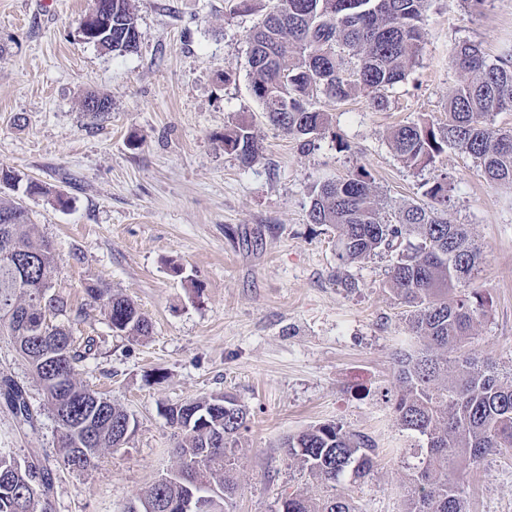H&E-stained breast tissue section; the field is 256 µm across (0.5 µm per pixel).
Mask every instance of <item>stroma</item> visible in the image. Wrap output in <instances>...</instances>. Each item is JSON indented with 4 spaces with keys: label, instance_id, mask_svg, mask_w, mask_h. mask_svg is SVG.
Listing matches in <instances>:
<instances>
[{
    "label": "stroma",
    "instance_id": "stroma-1",
    "mask_svg": "<svg viewBox=\"0 0 512 512\" xmlns=\"http://www.w3.org/2000/svg\"><path fill=\"white\" fill-rule=\"evenodd\" d=\"M133 4L137 47L115 55L82 39L91 0H0V165L69 197L63 209L11 194L36 237L56 248L49 292L81 310L70 321L77 345L94 341L78 381L136 422L129 443L103 449L94 469H65L43 390L0 336V377L20 384L38 414L24 431L0 404V451L38 449L54 480L51 512H123L174 463L178 431L164 408L226 392L250 412L239 439L242 492L226 512H275L281 493L305 489L308 476L280 443L330 422L370 436L379 452L372 475L347 488L362 512H404L408 476L396 451L411 439L390 399L395 355L410 341L405 309L385 284L391 257L342 266L335 230L308 220L311 189L365 168L390 217L447 174L448 221L469 225L483 246L477 285L489 304L469 350L512 368V185H489L457 150L407 167L389 143L397 125L444 119L463 80L449 62L455 44L474 41L492 60L512 47V0H430L423 52L386 90L388 107L375 109L366 93L311 99L331 124L310 145L271 126L250 90L247 37L274 0L249 12L233 0ZM89 91L110 96L111 111L82 112ZM240 122L263 145L247 166L220 142ZM339 270L358 288H341ZM90 282L133 301L150 335L113 331L87 304ZM467 497L468 512H512V453L470 469Z\"/></svg>",
    "mask_w": 512,
    "mask_h": 512
}]
</instances>
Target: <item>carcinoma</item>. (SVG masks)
Instances as JSON below:
<instances>
[{
	"label": "carcinoma",
	"instance_id": "cac0c4a2",
	"mask_svg": "<svg viewBox=\"0 0 512 512\" xmlns=\"http://www.w3.org/2000/svg\"><path fill=\"white\" fill-rule=\"evenodd\" d=\"M286 10L268 11L248 36L250 89L263 117L287 135L311 143L328 127V113L310 108L323 95L341 103L369 91L379 109L384 91L403 82L422 50L421 20L429 0H280ZM107 26L89 36L106 52L137 48L139 32L132 0H110ZM450 63L468 75L445 106V119H426L395 127L389 136L397 157L409 167H426L449 149L474 159L492 185H512V128L494 126V117L512 112V54L492 62L480 46L463 40ZM224 153L244 164L262 153L261 143L245 123L224 130ZM28 195H52L65 206L61 192L33 180ZM428 202L404 203L398 217H382L373 179L364 168L345 178L315 186L309 207L312 224L336 228L337 257L344 265L362 263L383 253L393 255L386 285L409 308L407 328L420 345L397 355L398 391L392 409L400 427L420 442L406 448L402 460L411 471L406 512H468L462 474L488 455L512 451V371L467 350L486 315L487 298L478 288L462 292L481 273L483 248L467 224H450L448 183L436 181L424 191ZM8 239L19 253L33 258L29 272L15 265L0 247V335L10 337L28 362L53 415L63 462L68 469L95 468L103 448H116L117 426L130 419L103 394L77 382L75 367L92 350L93 340L76 345L65 323L60 298L45 299L47 319L34 307L39 285L59 273L52 243L32 239L28 212L0 196V242ZM92 303L108 316L112 330L147 336L151 324L128 298L97 285H86ZM0 402L18 426L35 429L37 414L25 390L0 378ZM207 408V420L187 423L185 405L165 410L180 431L175 464L167 479L152 482L144 493L167 512L176 500L203 501L204 512H224L240 494L235 478L238 438L248 428L249 412L228 393L195 401ZM89 423L94 452L76 466L71 445L80 438L72 427ZM288 458L308 475V492L281 496L278 512H359L344 482L367 479L378 463L374 441L336 423H320L281 443ZM54 484L39 453L21 461L0 452V512H48Z\"/></svg>",
	"mask_w": 512,
	"mask_h": 512
}]
</instances>
